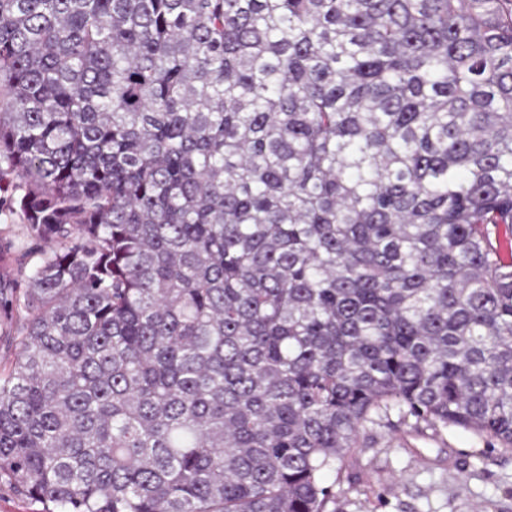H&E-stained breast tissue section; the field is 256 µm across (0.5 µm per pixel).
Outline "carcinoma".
Masks as SVG:
<instances>
[{
  "instance_id": "1",
  "label": "carcinoma",
  "mask_w": 512,
  "mask_h": 512,
  "mask_svg": "<svg viewBox=\"0 0 512 512\" xmlns=\"http://www.w3.org/2000/svg\"><path fill=\"white\" fill-rule=\"evenodd\" d=\"M0 192L43 512H331L393 413L512 450V0H0ZM32 247L28 225L22 217L18 214L6 217L4 211L0 212V281L13 286L15 274Z\"/></svg>"
}]
</instances>
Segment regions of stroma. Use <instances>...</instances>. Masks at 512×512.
Masks as SVG:
<instances>
[{"instance_id": "1", "label": "stroma", "mask_w": 512, "mask_h": 512, "mask_svg": "<svg viewBox=\"0 0 512 512\" xmlns=\"http://www.w3.org/2000/svg\"><path fill=\"white\" fill-rule=\"evenodd\" d=\"M33 241L21 216L0 212V281L13 284ZM391 416L346 459L336 512H512V451L470 432L413 429Z\"/></svg>"}]
</instances>
